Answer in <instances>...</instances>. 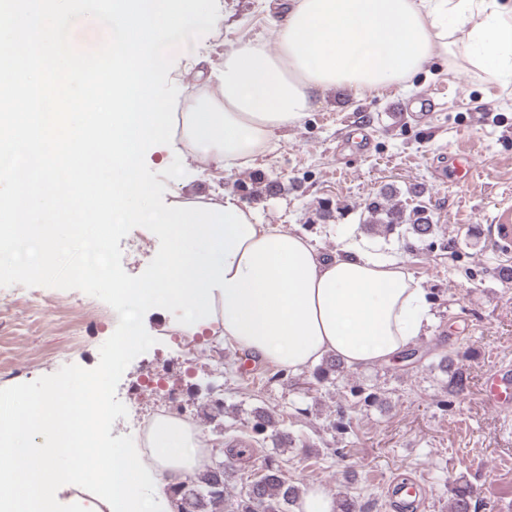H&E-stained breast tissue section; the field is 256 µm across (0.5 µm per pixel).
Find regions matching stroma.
<instances>
[{
  "instance_id": "1",
  "label": "stroma",
  "mask_w": 512,
  "mask_h": 512,
  "mask_svg": "<svg viewBox=\"0 0 512 512\" xmlns=\"http://www.w3.org/2000/svg\"><path fill=\"white\" fill-rule=\"evenodd\" d=\"M214 29L183 46V55L216 43L231 44L255 35L275 41L262 0H218ZM439 109L427 123L399 116L397 107L423 96ZM362 129L372 139L360 154L342 142L346 130ZM472 157L475 169L461 178L436 172L448 159ZM250 172L278 183L279 191L253 201L264 224L298 227L325 250L350 231L379 248L391 247L428 291L433 320L415 342L416 359L400 357L368 371L343 369L335 383H317L312 371L276 375L274 367L253 363L248 354L225 347L211 333L188 334L165 310L150 309L144 326L156 339L151 351L164 364L163 378L184 390L183 409L199 425L213 459L232 471L260 470L277 460L299 488L312 484L335 496L357 499L365 512H404L387 490L398 475L417 477L426 486L420 512H450L451 489L474 490L471 512H512V431L482 400L487 371L512 365V246L494 245V227L512 224V81L490 78L472 68L462 51L437 59L411 88L393 87L357 94L329 92L324 104L280 136L275 150L252 161ZM240 173L201 164L184 178L166 180L165 200L240 190ZM405 210L424 206L434 232L425 238L399 228L384 232L367 223V203L386 188ZM19 286L0 287V388L31 382L64 364L97 366L99 348L112 335L118 315L107 310L80 349L68 348V322L93 298L78 290L52 289L54 320L45 331L21 329L27 307L17 302ZM450 357L467 375L464 392H452ZM453 366V367H454ZM141 360H133L118 386L128 417L118 418L113 436L137 435L131 410L155 416L164 398L142 389ZM375 394L367 405L356 390ZM223 403L222 416L213 407ZM277 420L289 447L261 441L244 459L229 456L233 441L250 439L256 409Z\"/></svg>"
}]
</instances>
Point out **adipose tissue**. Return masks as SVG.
Listing matches in <instances>:
<instances>
[{
    "mask_svg": "<svg viewBox=\"0 0 512 512\" xmlns=\"http://www.w3.org/2000/svg\"><path fill=\"white\" fill-rule=\"evenodd\" d=\"M268 15L275 43L254 38L224 52L222 65L194 57L178 80L206 78L207 88L185 112L180 141L192 143L188 160L237 172L271 148L278 133L299 125L339 87L373 92L423 72L448 47L491 76L512 78V4L506 0H278ZM243 213L256 239L291 236L314 264V300L323 340L296 364L314 368L334 356L353 369L389 362L426 332L433 315L427 290L397 255H381L344 236L322 251L299 231L262 224ZM150 440L153 468L137 488L114 487L130 512H146L140 486L163 489L196 478L202 454L199 431L159 416Z\"/></svg>",
    "mask_w": 512,
    "mask_h": 512,
    "instance_id": "1",
    "label": "adipose tissue"
}]
</instances>
